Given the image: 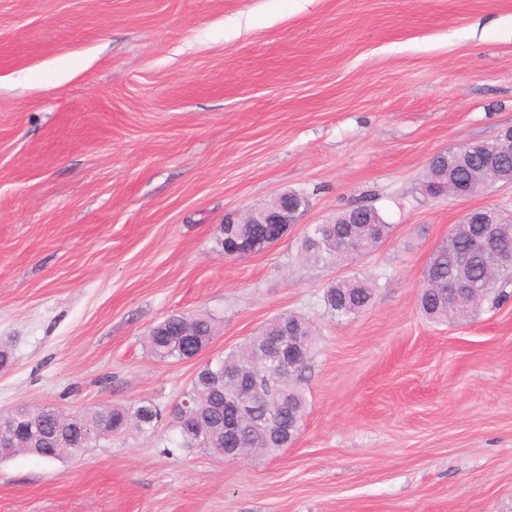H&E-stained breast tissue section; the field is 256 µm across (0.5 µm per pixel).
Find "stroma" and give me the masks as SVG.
Returning <instances> with one entry per match:
<instances>
[{
    "label": "stroma",
    "mask_w": 512,
    "mask_h": 512,
    "mask_svg": "<svg viewBox=\"0 0 512 512\" xmlns=\"http://www.w3.org/2000/svg\"><path fill=\"white\" fill-rule=\"evenodd\" d=\"M512 127V0H0V411L153 403L154 425L63 461L0 460V512H512V299L423 320L417 287L464 212L428 160ZM301 223L224 254V225L280 193ZM374 251L301 258L358 203ZM373 281L332 316L326 286ZM218 318L197 357L145 345L168 315ZM318 328L293 444L222 461L180 447L200 365L280 314ZM375 293L365 279L357 277L339 280L324 293L327 308L338 317H349L374 303Z\"/></svg>",
    "instance_id": "stroma-1"
}]
</instances>
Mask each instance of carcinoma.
Instances as JSON below:
<instances>
[{"label":"carcinoma","mask_w":512,"mask_h":512,"mask_svg":"<svg viewBox=\"0 0 512 512\" xmlns=\"http://www.w3.org/2000/svg\"><path fill=\"white\" fill-rule=\"evenodd\" d=\"M468 181V166L459 163L453 156L440 157L431 166L420 186L422 195L432 198V193L453 192ZM393 225L384 221L380 213L370 204H360L338 213L333 224H321L312 229L301 245L303 260L310 265H327L344 261L353 255L345 244L353 236L371 251L378 243L391 236ZM270 232L268 224L224 225V246L236 244ZM474 236L471 224H456L430 254L423 270L418 289L419 309L429 321L443 324L450 320L476 314L482 303L492 299L501 303L512 296L507 288L512 286V271H500L489 265H475L465 272V277L474 284L470 293L450 297L448 285L460 275L452 254L467 249ZM375 293L365 279L357 277L339 280L324 293L327 308L338 317H349L365 310L374 303ZM217 330V320L209 314L186 316L171 314L155 325L146 341L150 352L161 361H183L192 358L199 347L207 346ZM295 336L306 343L297 373L290 379L269 378L266 385L279 392L286 405L282 408L285 419L302 426L306 416L307 399L305 386L316 354L317 333L314 326L303 316L285 313L268 323L256 335L249 337L235 350L224 357L204 364L194 377L192 388L184 395L189 402L186 415L175 424L181 442L179 447L190 448L204 445L214 455H221L226 448H235L239 438L246 439L248 448L274 452L282 445L254 437L244 430L241 435L229 434L225 422L233 411L224 405V394L235 393L232 382H224V370L237 369L258 376L271 372L272 365L261 354L262 344L269 338ZM158 411L150 403L138 406L129 412L121 406H110L82 417L76 424L56 410L50 413L27 414L34 425L35 435L23 441L24 451L44 460H63L79 451L82 435L88 431L109 434V429L123 430L134 419L137 426L151 425Z\"/></svg>","instance_id":"cac0c4a2"}]
</instances>
